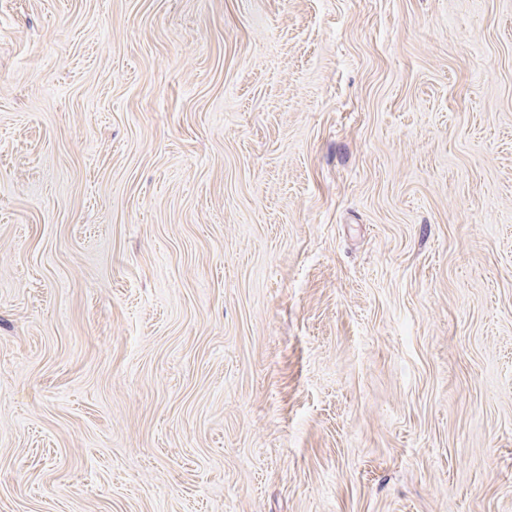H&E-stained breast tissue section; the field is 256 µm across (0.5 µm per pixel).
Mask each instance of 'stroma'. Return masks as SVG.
<instances>
[{"mask_svg": "<svg viewBox=\"0 0 512 512\" xmlns=\"http://www.w3.org/2000/svg\"><path fill=\"white\" fill-rule=\"evenodd\" d=\"M0 512H512V0H0Z\"/></svg>", "mask_w": 512, "mask_h": 512, "instance_id": "obj_1", "label": "stroma"}]
</instances>
